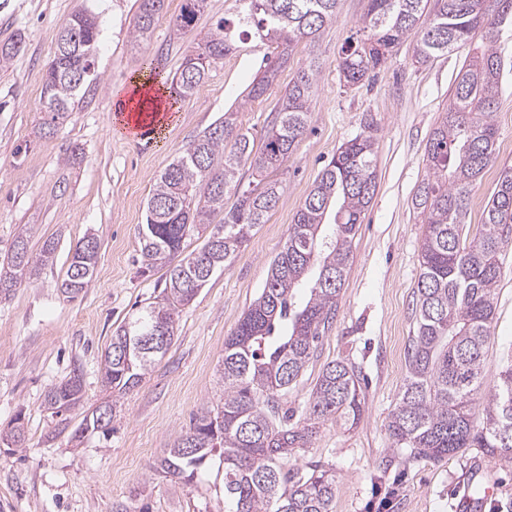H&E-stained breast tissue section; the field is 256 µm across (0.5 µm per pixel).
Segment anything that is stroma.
Instances as JSON below:
<instances>
[{
	"label": "stroma",
	"mask_w": 512,
	"mask_h": 512,
	"mask_svg": "<svg viewBox=\"0 0 512 512\" xmlns=\"http://www.w3.org/2000/svg\"><path fill=\"white\" fill-rule=\"evenodd\" d=\"M182 0H167L150 37L134 43L137 0H0V43L22 36L11 65L0 68V260L22 230L32 249L57 241L53 264L0 296V430L23 416L22 447L0 444V512H224V471L202 466L193 481L177 484L156 466L177 444L194 415L220 395L218 368L224 340L261 293L270 263L282 249L293 216L340 145L374 122L377 189L352 243V262L336 317L299 382L284 399L302 419L311 389L330 361L353 365L365 401L358 425H323L299 465L318 461L336 475L333 512H455L462 491L481 482L501 491L484 512H512V465L477 452L442 463L417 461L394 450L387 418L404 382L420 275L424 226L412 198L425 176L430 131L450 102L466 50L415 64L413 40L396 47L371 84L344 86L339 55L355 35L366 0H340L334 22L314 41L300 43L262 102L242 122L261 135L271 108L309 59L320 63L311 118L297 150L278 176L281 197L231 265L213 275L179 315L174 339L141 384L122 396L110 433H72L88 411L107 399L101 356L113 331L160 296V271L141 262L138 231L156 178L183 146L237 104L257 76L268 45L238 40L193 96L178 100L161 130L136 140L118 122L116 98L154 61L164 73L197 50L217 20L236 17V0H208L192 29L177 32ZM79 12L96 17L99 40L93 81L81 89L74 112L50 135L42 89L59 34ZM505 61L495 124L497 159L470 195L467 225L477 229L499 172L512 165V35L497 44ZM97 237L93 280L77 298L61 282L76 243ZM505 275L498 288L484 389L512 363V237L503 245ZM80 373L79 406L52 413L45 394Z\"/></svg>",
	"instance_id": "1"
}]
</instances>
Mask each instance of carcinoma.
I'll return each instance as SVG.
<instances>
[{"label":"carcinoma","mask_w":512,"mask_h":512,"mask_svg":"<svg viewBox=\"0 0 512 512\" xmlns=\"http://www.w3.org/2000/svg\"><path fill=\"white\" fill-rule=\"evenodd\" d=\"M167 0H140L132 39L141 42L163 13ZM237 21L220 19L200 52L184 58L170 80L178 98L195 94L214 64L232 49L235 30L280 48L266 59L243 102L224 119L200 132L160 174L139 231L140 255L150 268L165 269L161 299L119 325L107 347L101 372L117 394L138 387L162 358V351L140 347L153 333L174 339L176 319L212 275L228 267L255 228L266 222L280 200L270 174L296 150L310 121L318 67L306 65L288 83L271 110L268 129L256 142L240 114L263 100L288 55L336 19L338 0H239ZM207 0H183L177 31L190 28ZM366 38L342 48L339 76L348 85L371 80L393 49L418 34L414 59L426 64L481 37V45L459 69L448 110L429 135L426 175L413 208L426 224L420 250L416 321L405 356L406 376L387 430L394 448L416 460L439 462L477 448L504 464L512 463V366L498 373L493 392L483 394L485 353L496 317L504 239L512 233V166L500 170L483 210L479 231L464 235L470 194L496 159L494 123L501 89L502 59L497 41L512 26V0H367L362 20ZM69 25V45L59 36L43 85L44 122L49 128L68 112L94 72L98 24L78 13ZM22 38L0 44V66L20 52ZM368 131L343 144L297 208L282 250L270 265L260 295L234 332L224 340V391L216 406L192 419L189 432L164 452L159 468L188 483L213 456L224 465L226 512H332L336 475L325 465H289L307 451L324 424L356 425L364 396L354 367L327 363L308 400L301 423H288L281 399L296 385L336 315L338 298L352 259V242L377 188L375 139ZM259 181L243 183V168ZM333 224L326 225L330 210ZM206 233L204 244L187 240ZM56 244L47 239L39 253L27 235L18 236L7 265L0 266V294H9L54 262ZM93 275L61 288L74 299ZM83 378L73 373L50 388L45 404L53 410L76 405ZM482 402V420L474 408ZM0 442L24 444L21 418L0 433Z\"/></svg>","instance_id":"1"}]
</instances>
